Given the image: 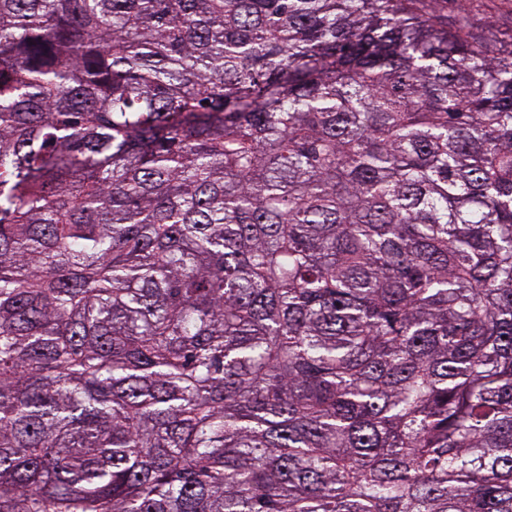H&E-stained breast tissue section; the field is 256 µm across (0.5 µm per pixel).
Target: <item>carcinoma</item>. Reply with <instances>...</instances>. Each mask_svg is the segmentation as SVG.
<instances>
[{
  "label": "carcinoma",
  "mask_w": 512,
  "mask_h": 512,
  "mask_svg": "<svg viewBox=\"0 0 512 512\" xmlns=\"http://www.w3.org/2000/svg\"><path fill=\"white\" fill-rule=\"evenodd\" d=\"M453 2L0 0V512H512V33Z\"/></svg>",
  "instance_id": "cac0c4a2"
}]
</instances>
